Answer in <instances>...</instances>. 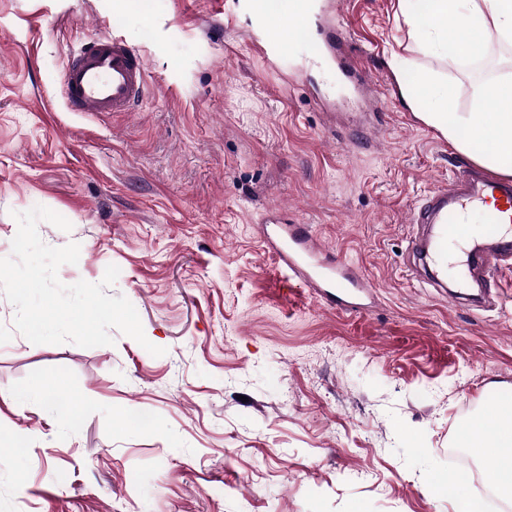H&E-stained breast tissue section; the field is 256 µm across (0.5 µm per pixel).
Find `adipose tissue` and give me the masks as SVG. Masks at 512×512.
<instances>
[{
  "label": "adipose tissue",
  "mask_w": 512,
  "mask_h": 512,
  "mask_svg": "<svg viewBox=\"0 0 512 512\" xmlns=\"http://www.w3.org/2000/svg\"><path fill=\"white\" fill-rule=\"evenodd\" d=\"M418 54L472 59L489 39L512 48V0H399ZM428 107L421 119L462 154L501 176L512 177V72L474 89L476 108H455V88L440 73L421 72ZM461 447L491 462L502 493L512 494V396L462 425Z\"/></svg>",
  "instance_id": "ef3b65f1"
}]
</instances>
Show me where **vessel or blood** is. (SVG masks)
<instances>
[{
  "label": "vessel or blood",
  "mask_w": 512,
  "mask_h": 512,
  "mask_svg": "<svg viewBox=\"0 0 512 512\" xmlns=\"http://www.w3.org/2000/svg\"><path fill=\"white\" fill-rule=\"evenodd\" d=\"M281 36L253 31L251 45L264 59H272ZM62 95L72 112H129L148 93L143 56L124 40L102 33L76 47H68L62 71ZM479 212L499 242L495 249H478L466 267L480 273L490 267L512 266V245L501 241V227L512 223V182L482 169L465 166L415 208L409 258L430 263L431 281L448 280V238L458 234L470 212ZM267 223L281 232L265 234L264 244L275 255L290 280L311 289L332 308L363 313L373 308L376 295L363 271L343 258L331 259L303 224H284L281 210H271Z\"/></svg>",
  "instance_id": "obj_1"
}]
</instances>
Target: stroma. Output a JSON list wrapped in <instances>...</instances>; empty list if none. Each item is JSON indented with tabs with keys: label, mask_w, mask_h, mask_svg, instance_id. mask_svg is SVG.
<instances>
[{
	"label": "stroma",
	"mask_w": 512,
	"mask_h": 512,
	"mask_svg": "<svg viewBox=\"0 0 512 512\" xmlns=\"http://www.w3.org/2000/svg\"><path fill=\"white\" fill-rule=\"evenodd\" d=\"M312 2L349 31L376 127L301 36L310 14L270 64L234 0H0V258L16 214L57 212L70 230L39 222L41 240L80 246L59 280L117 266L108 295L165 350L115 328L104 346L32 344L0 290V512H453L435 479L456 429L512 389V270L486 310L410 276L413 206L470 160L400 90L422 94L429 67L468 112L512 54L417 55L398 0ZM104 32L142 53L150 93L67 111V45ZM275 208L360 267L375 307L289 285L260 235Z\"/></svg>",
	"instance_id": "35a3bbf8"
}]
</instances>
